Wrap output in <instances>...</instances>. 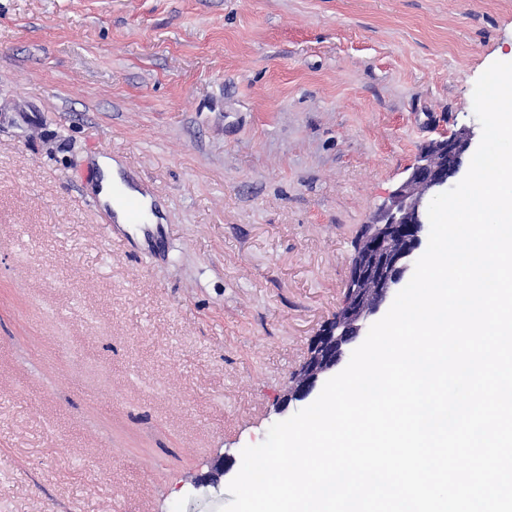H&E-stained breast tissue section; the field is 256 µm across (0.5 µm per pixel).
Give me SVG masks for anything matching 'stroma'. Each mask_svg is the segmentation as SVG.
I'll return each instance as SVG.
<instances>
[{"label": "stroma", "mask_w": 512, "mask_h": 512, "mask_svg": "<svg viewBox=\"0 0 512 512\" xmlns=\"http://www.w3.org/2000/svg\"><path fill=\"white\" fill-rule=\"evenodd\" d=\"M511 52L512 0H0V512L226 505L197 480L303 409L364 224ZM96 165L100 172V179L95 190L101 203L111 209L114 207L119 224H123L120 210L124 214L127 224H141L143 220L142 200L137 195L125 194L120 197L117 203L120 210L113 206V186L120 184L121 177L117 164L112 161L111 157L100 156L96 159Z\"/></svg>", "instance_id": "obj_1"}]
</instances>
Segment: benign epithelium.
Wrapping results in <instances>:
<instances>
[{"label": "benign epithelium", "instance_id": "7a95c632", "mask_svg": "<svg viewBox=\"0 0 512 512\" xmlns=\"http://www.w3.org/2000/svg\"><path fill=\"white\" fill-rule=\"evenodd\" d=\"M477 140L474 128L464 125L450 137L426 144L405 180L376 208L351 259L344 305L314 336L301 379L278 411L309 396L354 351L377 315L408 284L422 237L429 230L428 205L461 181Z\"/></svg>", "mask_w": 512, "mask_h": 512}]
</instances>
